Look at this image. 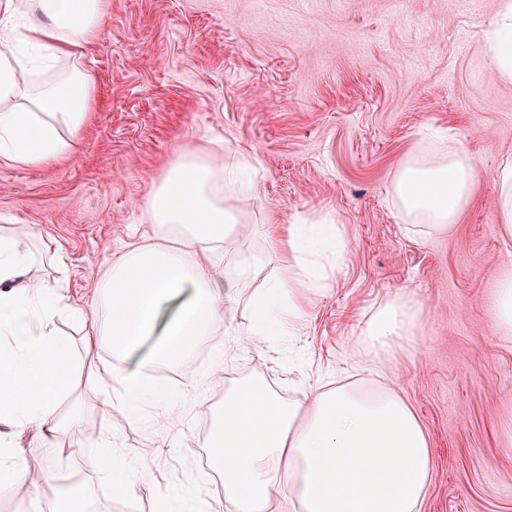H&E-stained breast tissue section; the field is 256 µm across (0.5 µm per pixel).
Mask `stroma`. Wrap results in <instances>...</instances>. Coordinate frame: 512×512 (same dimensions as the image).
<instances>
[{
	"label": "stroma",
	"instance_id": "1",
	"mask_svg": "<svg viewBox=\"0 0 512 512\" xmlns=\"http://www.w3.org/2000/svg\"><path fill=\"white\" fill-rule=\"evenodd\" d=\"M497 0H112L85 51L97 106L75 155L26 168L0 162V225L38 230L43 276L65 266L71 304L94 295L100 268L147 231L142 203L175 151L210 140L256 167V194L233 204L251 224L333 218L346 242L299 335L239 345L246 306L227 309L199 352L169 366L181 422L130 423L103 411L85 382L79 422L57 448L0 426L29 465L77 468L88 512H159L160 496L193 488L228 512L215 481L197 483L199 448L224 410L213 352L236 348L227 381L264 379L284 397L297 384L376 387L378 358L361 334L397 292L419 304L415 336L387 382L413 407L433 448L424 512H512V339L492 314L494 285L512 275V243L497 229L498 167L512 157V84L489 66L483 29ZM448 131L477 156L475 199L450 237H423L389 195L398 161L424 127ZM193 393H186L190 381ZM112 431L131 453L134 493L117 496L100 470L76 466L84 430Z\"/></svg>",
	"mask_w": 512,
	"mask_h": 512
}]
</instances>
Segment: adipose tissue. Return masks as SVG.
<instances>
[{
	"mask_svg": "<svg viewBox=\"0 0 512 512\" xmlns=\"http://www.w3.org/2000/svg\"><path fill=\"white\" fill-rule=\"evenodd\" d=\"M110 0H0V157L39 168L71 156L91 119L95 80L84 50L98 38ZM484 39L499 78L512 83V0H498ZM420 150L399 161L390 187L408 224L454 231L472 202L474 156L447 136L419 133ZM250 162L215 148L175 154L144 203L149 232L103 271L84 307L65 302L59 280H33L28 244L0 232V425L61 438L79 419L59 400L87 366L104 388L105 408L139 417L140 400L161 404L169 388L158 370L190 356L221 324L234 296L217 278L246 280L258 266L236 244L247 230L229 196L253 192ZM280 276L248 299L238 340L260 345L294 336L308 294L326 290V263L342 259L338 224H266ZM232 266H225L226 252ZM81 323L84 356L75 360L59 323ZM419 308L398 295L375 306L361 331L384 361L414 335ZM92 465H105L114 489L132 493L128 454L103 433ZM205 447L216 449L231 512H272L268 488L284 483L293 512H422L434 476L429 435L393 388L300 389L281 398L265 381L231 384Z\"/></svg>",
	"mask_w": 512,
	"mask_h": 512,
	"instance_id": "obj_1",
	"label": "adipose tissue"
}]
</instances>
